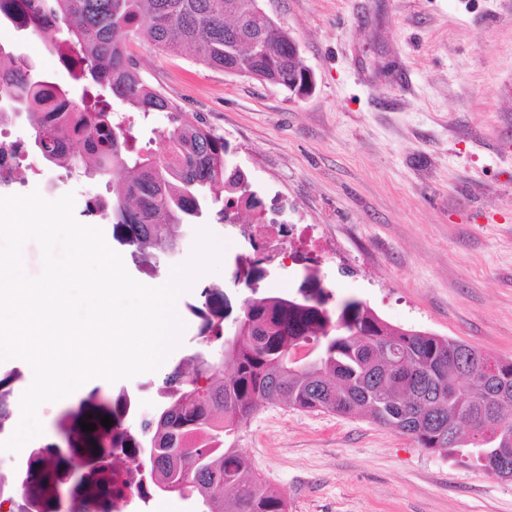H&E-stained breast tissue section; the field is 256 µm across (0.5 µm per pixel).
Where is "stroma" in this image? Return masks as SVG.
<instances>
[{
    "mask_svg": "<svg viewBox=\"0 0 512 512\" xmlns=\"http://www.w3.org/2000/svg\"><path fill=\"white\" fill-rule=\"evenodd\" d=\"M297 41L315 88L302 99L137 40L145 81L177 103L186 122L223 136L231 160L282 224H313L330 247L261 261L239 223L189 226L176 254L145 258L94 219L129 274L154 286L191 256L198 228L224 245L218 271L183 293L180 345L157 372L114 383L92 379L37 411L42 436L66 419L81 438L93 393L137 398L131 426L154 416L170 370L197 352L198 311L223 308L233 337L250 293L302 299L322 287L355 298L387 323L463 341L512 359V0H260ZM0 46L69 82L42 40L0 25ZM21 194H73L74 216L104 181L23 163ZM32 381L24 360H0V403L19 413ZM236 448L288 512H512V480L463 467L365 417L263 404L236 432Z\"/></svg>",
    "mask_w": 512,
    "mask_h": 512,
    "instance_id": "1",
    "label": "stroma"
}]
</instances>
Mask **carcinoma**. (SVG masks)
Masks as SVG:
<instances>
[{"label":"carcinoma","mask_w":512,"mask_h":512,"mask_svg":"<svg viewBox=\"0 0 512 512\" xmlns=\"http://www.w3.org/2000/svg\"><path fill=\"white\" fill-rule=\"evenodd\" d=\"M43 39L74 80L75 97L23 57L0 46V105L24 111L41 137L43 160L106 181L112 198L86 203L85 215L112 214L113 226L142 253L178 247L185 227L216 212L235 224L239 209L262 202L224 168L228 145L205 125L181 120L179 106L147 84L129 42L142 37L174 56L252 76L294 92L307 76L290 49V34L257 0H0V22ZM126 113L118 116L112 100ZM156 112L167 114L165 148L157 152L135 133ZM82 145L81 150L73 144ZM223 337L206 318L201 338ZM299 348L306 362H293ZM227 366L177 365L164 379L161 405L140 430L125 424L119 398L89 396L87 447L52 442L27 458L21 499L0 493L8 512H111L95 480L112 471L121 448L157 488L195 498L197 512H287L285 500L258 482L246 455L227 441L258 403L301 411L365 415L459 463L496 471L512 446V360L462 341L392 326L366 303L350 298L332 309L326 297L303 304L277 295L254 297L237 339L220 349ZM108 415L112 425L102 426ZM160 455L142 469V449Z\"/></svg>","instance_id":"cac0c4a2"}]
</instances>
